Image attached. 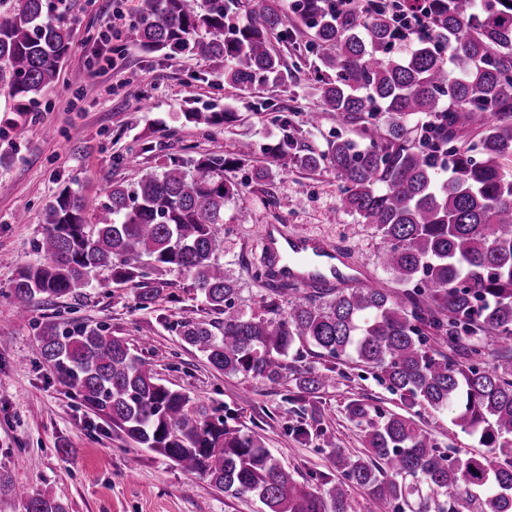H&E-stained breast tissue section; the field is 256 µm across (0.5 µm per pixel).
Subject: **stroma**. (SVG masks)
Wrapping results in <instances>:
<instances>
[{
    "label": "stroma",
    "mask_w": 512,
    "mask_h": 512,
    "mask_svg": "<svg viewBox=\"0 0 512 512\" xmlns=\"http://www.w3.org/2000/svg\"><path fill=\"white\" fill-rule=\"evenodd\" d=\"M140 0H66L51 18L72 31L73 48L56 84L20 114L0 95V512H23L19 487L46 492L67 512H261L250 496L230 497L208 479L191 476L165 457L135 447L60 384L43 364L40 323L106 326L132 340L163 382L234 415L235 427L260 434L266 448L295 479L316 486L335 482L333 449L361 454L363 432L346 406L355 399L381 412L412 419L432 433L441 448L481 451L477 438L460 430L451 413H434L391 392L366 368L348 360L314 355L305 347L290 353L280 381L261 383L212 368L185 344L179 324L214 321L189 279L161 270L154 279L161 293L143 307L132 286L112 284L100 273L77 296L37 303L19 318L5 292L18 269L35 256L46 207L63 189L80 193L88 210L104 201L113 182L136 183L157 170L167 156L193 147L198 153H233L250 142L255 163L268 162L269 148L289 140L326 150L336 134L331 113L319 112L313 57L296 47L308 30L298 26L292 41L276 48L288 65V80L276 88L242 92L225 82L222 66L200 57L170 59L143 51L128 36ZM120 7L111 41L101 33ZM102 62L96 76L70 82L86 61ZM227 112L221 126L186 121L188 112ZM245 167L229 168L225 180L242 183L224 208L219 258L236 281L237 308L262 313L265 285L254 276L262 261L266 227L306 231L343 249L365 274L390 286L378 262L383 242L359 217L337 215L340 186L334 174L297 167L278 172L272 182L248 181ZM311 367L329 377L308 396L305 411L291 415L296 370ZM136 469H129V458Z\"/></svg>",
    "instance_id": "obj_1"
}]
</instances>
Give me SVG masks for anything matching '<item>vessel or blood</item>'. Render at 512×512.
I'll return each mask as SVG.
<instances>
[{"instance_id": "b4317fda", "label": "vessel or blood", "mask_w": 512, "mask_h": 512, "mask_svg": "<svg viewBox=\"0 0 512 512\" xmlns=\"http://www.w3.org/2000/svg\"><path fill=\"white\" fill-rule=\"evenodd\" d=\"M262 258L270 273L301 287L356 282V275L338 265L334 246L302 233L280 234L270 228L262 246Z\"/></svg>"}]
</instances>
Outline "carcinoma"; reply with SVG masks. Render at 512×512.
I'll use <instances>...</instances> for the list:
<instances>
[{"label": "carcinoma", "mask_w": 512, "mask_h": 512, "mask_svg": "<svg viewBox=\"0 0 512 512\" xmlns=\"http://www.w3.org/2000/svg\"><path fill=\"white\" fill-rule=\"evenodd\" d=\"M237 0H141L129 32L142 49L199 56L224 66L242 91L284 82L288 66L273 38L290 36L288 15L256 0L231 22ZM310 30L320 105L341 129L327 150H271L251 179L269 181L289 164L326 165L341 188L340 209L380 235L379 261L396 288H297L268 283L271 316L235 308V280L218 252L224 207L238 185L224 169L250 160L242 143L224 155H171L132 188L112 184L87 216L63 189L44 212L38 259L18 269L7 296L21 317L37 300L74 295L109 271L132 285L141 305L159 297L150 271L186 275L219 321L180 324L185 344L215 369L276 382L295 347L352 358L394 392L431 409L489 448L448 454L427 430L362 400L347 406L364 428L367 453L335 451L341 478L313 488L296 480L261 436L228 424L202 401L164 384L130 341L103 326L47 322L44 361L82 404L129 440L168 458L232 497L250 495L262 512H348L351 490L375 512H512V0H292ZM47 0H11L0 15V94L25 112L54 85L71 33L48 18ZM385 117L380 125L379 116ZM428 117L419 142L409 121ZM221 126L225 112H189ZM290 295L288 310L280 298ZM328 301H322L324 297ZM499 346L497 363L485 348ZM448 350H443V347ZM325 379L297 372V400ZM24 512H66L50 495L17 491Z\"/></svg>", "instance_id": "cac0c4a2"}]
</instances>
